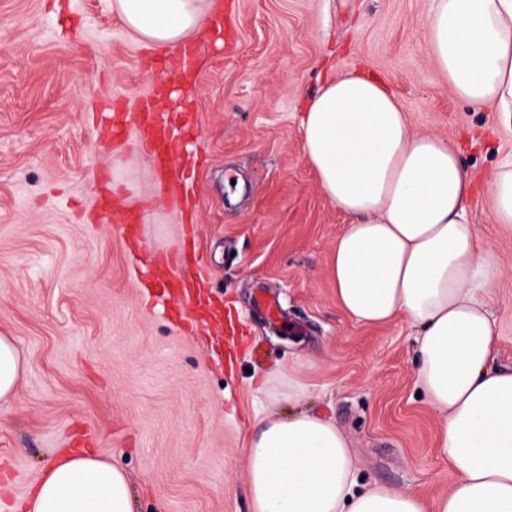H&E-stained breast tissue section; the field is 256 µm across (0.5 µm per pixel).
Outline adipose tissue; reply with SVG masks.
Instances as JSON below:
<instances>
[{"instance_id":"obj_1","label":"adipose tissue","mask_w":512,"mask_h":512,"mask_svg":"<svg viewBox=\"0 0 512 512\" xmlns=\"http://www.w3.org/2000/svg\"><path fill=\"white\" fill-rule=\"evenodd\" d=\"M203 0H113L157 45L194 37ZM427 52L453 94L512 128V0H432ZM324 195L355 221L331 247L340 309L360 325L404 319L417 335L416 384L439 413V451L456 479L424 501L359 486L346 434L319 415L267 419L245 448L252 512H512V369L493 364L490 301L504 274L469 217L475 185L455 145L415 131L387 85L358 70L327 81L302 119ZM495 224L512 231V160L490 177ZM27 512H133L126 473L60 448Z\"/></svg>"}]
</instances>
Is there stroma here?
I'll return each mask as SVG.
<instances>
[{
	"mask_svg": "<svg viewBox=\"0 0 512 512\" xmlns=\"http://www.w3.org/2000/svg\"><path fill=\"white\" fill-rule=\"evenodd\" d=\"M112 2L0 0V334L25 361L0 404V503L28 498L55 450L80 445L126 471L134 512H251L248 437L299 408L347 434L359 483L446 493L455 474L415 385L414 329L362 326L336 303L330 248L352 218L321 191L301 127L325 81L367 69L415 130L459 146L472 222L505 270L494 363L511 366L512 233L492 221L487 182L512 129L434 71L432 0H206L192 99L171 111L187 134L172 157L195 173L189 209L135 137L98 130L171 60ZM109 185L141 214L151 256L97 211ZM196 251L205 262L185 275L222 317L199 334L152 300L142 270Z\"/></svg>",
	"mask_w": 512,
	"mask_h": 512,
	"instance_id": "obj_1",
	"label": "stroma"
}]
</instances>
